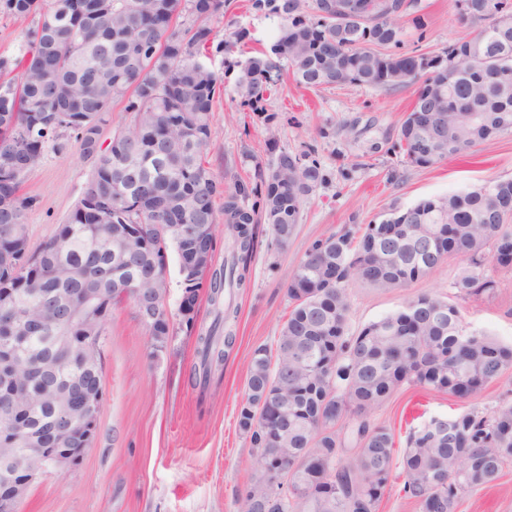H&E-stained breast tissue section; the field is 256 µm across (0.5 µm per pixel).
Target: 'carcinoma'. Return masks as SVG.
I'll return each mask as SVG.
<instances>
[{
  "label": "carcinoma",
  "instance_id": "carcinoma-1",
  "mask_svg": "<svg viewBox=\"0 0 512 512\" xmlns=\"http://www.w3.org/2000/svg\"><path fill=\"white\" fill-rule=\"evenodd\" d=\"M249 11L285 21L273 44L246 61L231 49L252 41L245 28L214 43L208 24L225 0H0V15L18 26L23 54L0 57V265L12 267L11 294H0V360L22 348L21 369L5 364L0 423L15 433L36 425L47 399L61 389L92 382L87 364L101 360L108 322L84 315L90 304L134 306L158 300L144 325L158 349L171 323L165 305L168 250L176 252L183 289L179 313L195 326L197 299L207 289L213 322L196 337L192 381L206 386L223 367L232 333L221 326L238 310L225 289L250 282L255 225L271 227L269 249L288 246L301 219L303 199L326 180L310 150L281 151L255 164L256 181L232 186L205 165L212 112L221 78L202 58L224 53L225 72L237 71L241 106L267 127L268 109L282 86L284 65L309 89L353 84L416 86L400 127L403 162L427 169L448 156L512 132V0H455L458 13L485 22L475 36L461 35L432 57L398 58L403 28L394 17L416 0H391V16L377 9L336 16V0H245ZM186 27L175 25L181 15ZM482 40V57L466 46ZM277 68L276 80L266 74ZM455 72L448 81V70ZM125 103L132 126L100 142L112 104ZM75 139L94 162L82 198L39 248L29 243L27 211L36 198L19 194L49 142ZM224 199L232 239L215 266V201ZM139 225L129 254L108 240ZM200 224L209 265L195 260L198 244L172 226ZM450 258L465 262L457 287L471 294L495 288L487 261L512 269V178L425 199L395 210L378 224H346L313 240L283 282L290 304L277 338V360L259 345L248 363L239 431L258 450L279 460L290 475L258 468L238 495L239 512H376L391 482L419 512H457L472 489L498 481L512 463V402L490 410L468 408L435 416L409 430L399 475H394V434L372 413L404 387L468 399L512 371V344L470 333L457 307L428 294L353 332L351 282L402 287ZM355 453H344L346 444Z\"/></svg>",
  "mask_w": 512,
  "mask_h": 512
}]
</instances>
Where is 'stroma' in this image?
Returning a JSON list of instances; mask_svg holds the SVG:
<instances>
[{"mask_svg":"<svg viewBox=\"0 0 512 512\" xmlns=\"http://www.w3.org/2000/svg\"><path fill=\"white\" fill-rule=\"evenodd\" d=\"M415 13L426 21L416 31L411 16L398 22L406 31L404 52L438 51L479 23L460 19L454 0H418ZM414 13V14H415ZM277 17L247 12L243 0H228L223 16L211 20L215 41L235 28L250 30L271 44L281 26ZM224 57L207 64L223 76L214 107L205 160L213 177L231 185L269 163L276 151L312 148L326 183L306 196L302 219L287 250L273 253L269 225L256 227L249 288L236 292L235 340L219 380L200 392L190 379L196 361V331L179 314L182 275L176 254H169L166 306L172 335L165 349L152 353L147 328L132 302L112 312L103 342L105 401L96 440L81 464L65 473L50 468L34 482L23 512H236L238 493L256 474L258 452L239 432L238 407L245 395L247 364L253 349L276 350L288 317L282 282L315 238L344 224L383 219L389 208L512 177V133L451 156L429 169L404 165L396 149L400 125L410 109L413 87L388 90L365 86L325 87L316 91L286 82L270 101L281 121L267 129L244 111L235 77L224 72ZM92 164L76 144L46 149L41 164L25 178L22 190L36 199L27 214L29 246L53 236L78 204ZM463 263L453 258L430 275L389 291L350 284V326L380 319L407 298L428 293L458 307L468 331L512 343V271L487 264L493 290L469 295L457 288ZM512 390V372L465 401L419 388H405L376 410L375 422L391 427L395 457H402L410 427L433 416L466 407L490 408ZM457 512H512V466L499 481L463 496Z\"/></svg>","mask_w":512,"mask_h":512,"instance_id":"1","label":"stroma"}]
</instances>
